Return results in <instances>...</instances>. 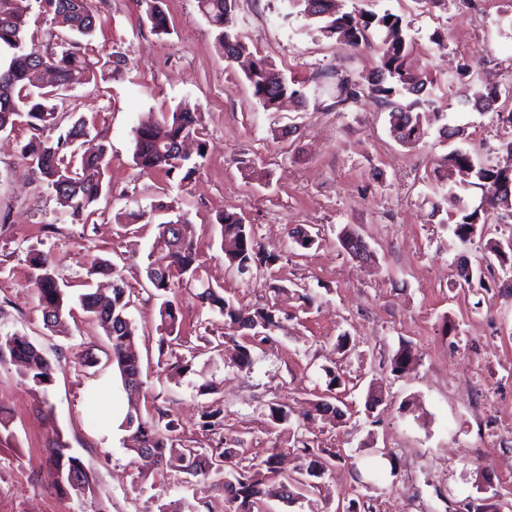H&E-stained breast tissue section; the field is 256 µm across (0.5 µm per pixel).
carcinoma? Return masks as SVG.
Here are the masks:
<instances>
[{"label": "carcinoma", "instance_id": "1", "mask_svg": "<svg viewBox=\"0 0 512 512\" xmlns=\"http://www.w3.org/2000/svg\"><path fill=\"white\" fill-rule=\"evenodd\" d=\"M23 0H0V52L6 54L0 62V131L13 129L24 118L32 131L29 141L22 147L21 156L37 172L43 182L56 195L60 206L73 221L97 202L103 192L104 177L108 168V146L98 145L97 151L77 156L68 153L73 140L89 134L86 122L80 121L67 131H61L63 102L66 92L75 85H85L99 79L112 77L120 65V57L107 53L91 56L82 49L81 40L91 37L100 17L93 10L90 0H44L51 8L52 21L61 29L57 36L58 49L39 53L28 47L25 39L28 7ZM146 5L145 14L152 29L167 32V17L161 0H140ZM300 13L319 24L321 33L329 38L346 37L344 44L353 48L370 44L379 35L377 53L379 66L373 72L371 91L380 95L389 109L391 133L403 145L417 144L424 136L423 116L416 111L420 101L404 103L399 100L403 92L422 94L428 79L410 71L407 66L411 43L401 17L385 13H341L335 0H289ZM200 12L217 30L219 50L232 48L238 56L250 55L249 49L238 32L228 25L227 0H197ZM53 73L55 83L44 86L42 75ZM254 98L266 109L277 105V100L288 96L298 101L304 98L302 87L275 70L263 58L252 60V70L246 74ZM57 136H52V133ZM198 140L197 156L202 158L206 142L202 139L201 113L181 106L162 115V120L140 123L133 129V158L143 171L163 169L172 176L182 173L181 181L191 178L198 170V163L180 155L183 143ZM438 181L448 187L451 202L461 197L455 192L457 185L491 188L498 183L512 182V168L481 162L462 149H454L443 159L438 171ZM173 207L163 202L155 204L149 214L138 213L137 219L148 218L157 222L158 234L154 247L166 252L169 264L165 268L147 267V279L152 287L168 296L159 311L162 328L173 334L178 322L179 300L176 285L196 288L200 306L224 318L222 339L236 343V365L247 369L252 364L249 340L268 337L279 327L278 309L274 306L247 309L234 300L224 297L223 288L205 281L196 244L181 237L175 225L187 223L182 215L172 219ZM481 220V209L461 205L457 209L455 234L466 240L473 234ZM221 226V250L229 264L240 271L262 268L274 264L277 256L267 252L256 241L252 229L235 213L224 212L217 216ZM34 269L31 285L37 292L46 326H57L66 312L65 293L59 285L56 262L47 254L31 258ZM88 275L112 277L111 295L95 292L79 296L83 311L89 313L110 342L112 364L117 367L124 390L131 394L141 391L144 385L141 361L135 350V326L128 315L131 307L130 291L115 265L106 260H95L87 270ZM9 357L23 368V376L34 384L47 385L52 373L49 361L42 351L26 336L16 333L0 338V360ZM415 356L409 348L399 349L391 359L392 372L403 374L413 364ZM203 429L219 433L224 426V411L205 409L201 414ZM128 432L131 451L153 456L160 463L174 466L179 471L201 481L222 477L221 487L226 512H262L267 499L294 501L321 491L324 478L329 475L339 455L330 448H317L304 437L294 442L301 455L310 458L309 466L295 475H279L274 457L264 461L267 473L257 465L245 463L241 450L224 446L219 438L216 447L203 452L197 448L180 446L177 424L170 415L159 409L143 413L131 408L121 423ZM49 460L55 471L54 485L58 489H72L83 493L90 489L91 476L82 461L68 456L63 445L56 443L48 448Z\"/></svg>", "mask_w": 512, "mask_h": 512}]
</instances>
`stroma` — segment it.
Listing matches in <instances>:
<instances>
[{
	"mask_svg": "<svg viewBox=\"0 0 512 512\" xmlns=\"http://www.w3.org/2000/svg\"><path fill=\"white\" fill-rule=\"evenodd\" d=\"M340 11L394 13L412 38L410 61L427 75L420 108L426 134L415 146L398 142L389 114L364 84L379 64L366 46L326 38L288 0H236L233 21L249 50L299 82L302 103L267 110L253 97L241 64L224 59L196 0H163L169 31H152L136 0H92L103 19L89 48L116 52L120 71L98 86L68 93L64 126L92 120L84 148L107 141L109 189L83 222L65 215L51 188L21 158L31 136L25 124L0 132V334L28 336L53 368L48 387L0 360V512H224L209 484L159 468L130 452L120 424L128 399L97 323L74 308L63 330L47 329L30 287L32 252L52 254L70 300L87 288L93 259L114 262L134 305L136 351L143 368V410L161 409L179 425L183 444L206 448L203 407L224 411L227 442L242 441L259 464L275 456L284 474L307 467L292 450L302 430L316 446L339 452L322 492L287 503L267 500L265 512H346L351 500L374 512H512V225L499 223L486 193L463 190L484 218L468 240L454 233L452 204L435 189V170L455 148L511 165L501 144L512 138L495 113L474 107L487 86H512V0H336ZM442 45H435L433 34ZM467 78H458L462 66ZM361 84L342 101L337 85ZM203 117L207 153L184 183L133 162L132 130L181 104ZM461 135L445 138L444 126ZM166 202L185 212L186 232L200 247L203 276L249 308L277 303L280 327L255 344L252 365L239 370L233 343L218 344L221 316L179 289L182 316L174 352L161 350L162 303L146 277L165 254L153 247L156 225L124 223L129 213ZM242 217L276 262L239 272L219 247V213ZM316 235L298 246L297 231ZM360 237L370 257L341 247V232ZM499 242L490 254L488 241ZM482 269L462 287L460 262ZM348 346L338 350V337ZM418 354L403 375L390 361L401 346ZM92 355L93 366L82 363ZM192 364L171 369L173 355ZM342 385L338 415L313 402L326 393V369ZM216 392L198 390L204 380ZM289 420L271 423L272 404ZM61 443L90 472L91 491L54 487L48 447Z\"/></svg>",
	"mask_w": 512,
	"mask_h": 512,
	"instance_id": "obj_1",
	"label": "stroma"
}]
</instances>
